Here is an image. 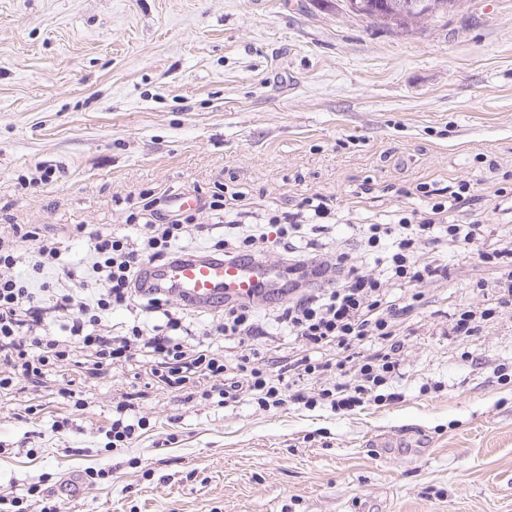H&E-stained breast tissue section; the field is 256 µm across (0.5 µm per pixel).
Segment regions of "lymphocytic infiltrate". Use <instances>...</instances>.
Listing matches in <instances>:
<instances>
[{
    "label": "lymphocytic infiltrate",
    "mask_w": 512,
    "mask_h": 512,
    "mask_svg": "<svg viewBox=\"0 0 512 512\" xmlns=\"http://www.w3.org/2000/svg\"><path fill=\"white\" fill-rule=\"evenodd\" d=\"M430 204L422 213L398 212L387 223L354 225L359 254L335 252L321 240L329 222H341V210L313 194L285 210L269 204L258 223L231 237L217 239L214 253L228 260H257L269 243L281 245L293 286L286 301L265 310L253 302L225 304L210 320L211 332L236 341L240 355L226 361L209 343H188L192 322L183 309L169 306L166 294L140 284L144 264L162 265L183 257L180 244L201 232L195 216L168 210L163 198L141 196L137 241L100 228L85 234L89 261L68 271L69 287L44 281L59 268L57 243L40 238L29 227L12 225L10 239H0V394L20 380L42 382L57 373L73 352H81L85 369L104 367L139 356L163 391H181L207 381L203 400L223 408L248 400L260 409H276L293 400L309 407L351 411L383 401L384 389L401 376L404 344L400 338L407 317L422 301L416 285L439 282L448 271L440 260L419 261L420 245L465 247L484 238L487 227L474 221L450 222L470 186L445 189L420 186ZM34 243L24 254L23 243ZM379 265L378 276L359 274L360 260ZM27 263L30 275L12 270ZM129 313L118 333L102 323L113 310ZM262 336H283L301 350L289 358H270L252 365ZM331 382H322L325 373ZM147 422L131 402L112 409L104 430L109 449L128 448Z\"/></svg>",
    "instance_id": "lymphocytic-infiltrate-1"
}]
</instances>
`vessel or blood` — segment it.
Here are the masks:
<instances>
[{"instance_id":"vessel-or-blood-1","label":"vessel or blood","mask_w":512,"mask_h":512,"mask_svg":"<svg viewBox=\"0 0 512 512\" xmlns=\"http://www.w3.org/2000/svg\"><path fill=\"white\" fill-rule=\"evenodd\" d=\"M143 278L148 287L171 289L183 301L206 307L252 298L257 288L278 280L263 263L224 261L203 253L164 266L145 265Z\"/></svg>"}]
</instances>
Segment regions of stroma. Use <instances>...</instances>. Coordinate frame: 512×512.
Here are the masks:
<instances>
[{"instance_id": "stroma-1", "label": "stroma", "mask_w": 512, "mask_h": 512, "mask_svg": "<svg viewBox=\"0 0 512 512\" xmlns=\"http://www.w3.org/2000/svg\"><path fill=\"white\" fill-rule=\"evenodd\" d=\"M41 167L51 182L20 184ZM511 174L512 0H467L406 35L343 0H0V226L59 242L58 287L87 258L76 225L127 232L145 190L332 197L350 222L329 241L355 253L350 224L423 209L422 183L470 182L464 214L512 236L494 195ZM479 251L420 247L448 280L419 287L395 401L217 408L157 389L136 360L93 374L70 363L0 397V492L39 512L30 485L104 469L62 512H512V381L496 373L512 372V304ZM466 306L495 314L452 335ZM61 388L84 410L68 412ZM124 395L149 427L108 452Z\"/></svg>"}]
</instances>
